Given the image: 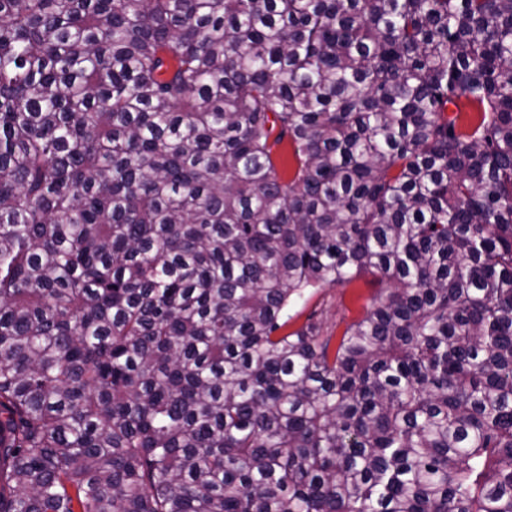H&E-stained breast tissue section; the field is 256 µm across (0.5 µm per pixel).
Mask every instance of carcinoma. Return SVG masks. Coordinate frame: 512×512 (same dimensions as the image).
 <instances>
[{
    "instance_id": "1",
    "label": "carcinoma",
    "mask_w": 512,
    "mask_h": 512,
    "mask_svg": "<svg viewBox=\"0 0 512 512\" xmlns=\"http://www.w3.org/2000/svg\"><path fill=\"white\" fill-rule=\"evenodd\" d=\"M0 512H512V0H0ZM378 285L374 276L362 273L344 285L323 288L305 305L302 314L294 318L288 327L281 331L287 333L298 328L313 311L323 310L322 319L325 328L333 334V343L342 335L346 324L358 320L365 311Z\"/></svg>"
}]
</instances>
